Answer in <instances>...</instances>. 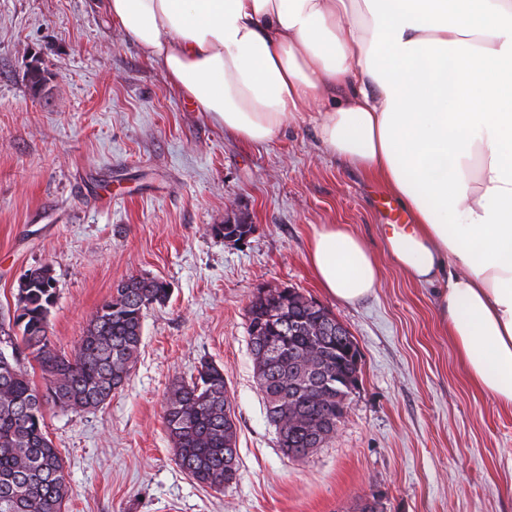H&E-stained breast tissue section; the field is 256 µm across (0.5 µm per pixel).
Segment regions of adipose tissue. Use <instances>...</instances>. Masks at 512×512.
<instances>
[{"mask_svg":"<svg viewBox=\"0 0 512 512\" xmlns=\"http://www.w3.org/2000/svg\"><path fill=\"white\" fill-rule=\"evenodd\" d=\"M114 26L196 111L251 145L314 113L320 146L411 218L383 242L472 382L512 409V0H106ZM337 301L379 266L343 224L316 228Z\"/></svg>","mask_w":512,"mask_h":512,"instance_id":"ef3b65f1","label":"adipose tissue"}]
</instances>
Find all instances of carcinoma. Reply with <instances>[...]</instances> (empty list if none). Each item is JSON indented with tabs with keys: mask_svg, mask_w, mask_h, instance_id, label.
I'll use <instances>...</instances> for the list:
<instances>
[{
	"mask_svg": "<svg viewBox=\"0 0 512 512\" xmlns=\"http://www.w3.org/2000/svg\"><path fill=\"white\" fill-rule=\"evenodd\" d=\"M51 269L28 271L18 286L8 330L0 345L15 357L0 359V512H64L68 487L63 457L46 430L44 411L97 409L129 377L142 342L144 311L170 295L166 281L131 277L97 308L75 353L60 352L43 332L54 302ZM336 316L294 288L261 289L247 309V334L254 372L268 421L288 420L279 437L283 454L308 456L330 440V427L348 407L357 381L358 348L349 331L336 335ZM30 355L44 380L38 387L20 364ZM328 379L319 394L295 387L300 358ZM164 427L177 466L197 484L220 489L237 479L227 464L238 429L224 370L204 361L188 384L174 386L164 406Z\"/></svg>",
	"mask_w": 512,
	"mask_h": 512,
	"instance_id": "obj_1",
	"label": "carcinoma"
}]
</instances>
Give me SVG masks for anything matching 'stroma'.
I'll return each instance as SVG.
<instances>
[{
  "label": "stroma",
  "instance_id": "obj_1",
  "mask_svg": "<svg viewBox=\"0 0 512 512\" xmlns=\"http://www.w3.org/2000/svg\"><path fill=\"white\" fill-rule=\"evenodd\" d=\"M386 192L323 150L310 121L247 146L192 110L101 0H0V318L27 271L50 267V336L71 354L122 281L171 288L145 313L124 387L99 409L46 413L65 512H358L365 497L383 512H512V412L470 382L433 289L385 253ZM236 217L254 225L248 239L214 234ZM322 224L374 252L371 297L344 304L319 287L307 250ZM288 287L360 352L345 417L301 460L266 418L246 325L259 289ZM205 360L223 367L238 426L237 480L220 490L176 465L163 423L169 389Z\"/></svg>",
  "mask_w": 512,
  "mask_h": 512
}]
</instances>
